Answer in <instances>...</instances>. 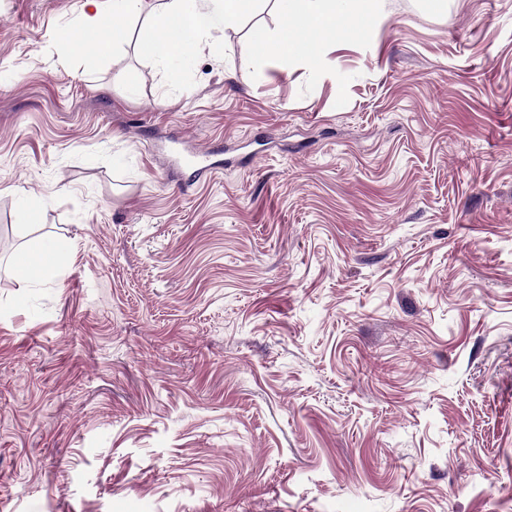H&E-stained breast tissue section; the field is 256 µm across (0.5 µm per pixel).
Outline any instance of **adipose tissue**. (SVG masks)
Listing matches in <instances>:
<instances>
[{"label": "adipose tissue", "mask_w": 512, "mask_h": 512, "mask_svg": "<svg viewBox=\"0 0 512 512\" xmlns=\"http://www.w3.org/2000/svg\"><path fill=\"white\" fill-rule=\"evenodd\" d=\"M264 0H84L79 15L81 27H96L109 19V35L98 45L107 54L120 50L129 36L125 21L148 15L152 35L137 45L138 52L162 64L188 68L195 59L200 40L231 22L259 12ZM282 20L279 31L262 25L250 31L253 51L243 65L252 66L266 57H292L309 63L321 55L325 41L335 38L337 21L354 18L364 0H275ZM56 251L52 248L26 253L15 263L14 275L22 284L51 280L58 276Z\"/></svg>", "instance_id": "obj_1"}]
</instances>
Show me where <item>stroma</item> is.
Listing matches in <instances>:
<instances>
[{
  "label": "stroma",
  "instance_id": "obj_1",
  "mask_svg": "<svg viewBox=\"0 0 512 512\" xmlns=\"http://www.w3.org/2000/svg\"><path fill=\"white\" fill-rule=\"evenodd\" d=\"M82 2L0 0V512H512V0L181 72ZM25 256L21 263L15 262L14 275L22 284H30L51 280L58 276L59 269L56 261V249L43 247L38 251L22 254Z\"/></svg>",
  "mask_w": 512,
  "mask_h": 512
}]
</instances>
